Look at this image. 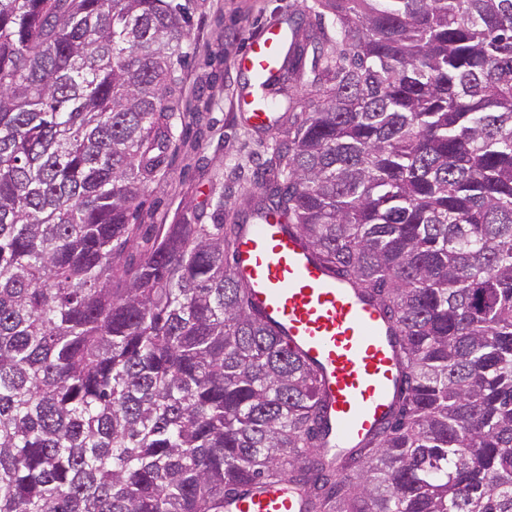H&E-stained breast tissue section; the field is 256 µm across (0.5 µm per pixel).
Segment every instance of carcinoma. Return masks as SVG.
I'll list each match as a JSON object with an SVG mask.
<instances>
[{"mask_svg": "<svg viewBox=\"0 0 512 512\" xmlns=\"http://www.w3.org/2000/svg\"><path fill=\"white\" fill-rule=\"evenodd\" d=\"M260 197L395 318L406 386L311 467L322 392L194 206L140 236L191 0H0V512H512V0H302ZM322 46L308 61V48ZM303 491L288 480L255 488L241 487L224 498L223 512H304Z\"/></svg>", "mask_w": 512, "mask_h": 512, "instance_id": "cac0c4a2", "label": "carcinoma"}]
</instances>
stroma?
Here are the masks:
<instances>
[{"label": "stroma", "mask_w": 512, "mask_h": 512, "mask_svg": "<svg viewBox=\"0 0 512 512\" xmlns=\"http://www.w3.org/2000/svg\"><path fill=\"white\" fill-rule=\"evenodd\" d=\"M290 27L316 26L314 14L301 11L293 0H197L192 17L189 51L192 62L184 72L187 99L203 95L211 100L209 112L199 123L182 125L178 139L196 141L187 160H176L167 182L152 197L153 223H177L187 205L211 201L216 180L224 182V199L230 207L243 187L264 178L263 163L274 148V135L253 128L244 118L251 111L249 99L240 95L243 75L236 62L248 40L267 23Z\"/></svg>", "instance_id": "1"}]
</instances>
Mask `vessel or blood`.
I'll return each mask as SVG.
<instances>
[{
  "label": "vessel or blood",
  "mask_w": 512,
  "mask_h": 512,
  "mask_svg": "<svg viewBox=\"0 0 512 512\" xmlns=\"http://www.w3.org/2000/svg\"><path fill=\"white\" fill-rule=\"evenodd\" d=\"M285 45V30L266 25L250 37L237 66L271 79ZM231 270L262 321L315 369L324 396L322 453L343 459L380 431L402 388L394 321L324 266L280 216L242 221ZM304 503L303 491L282 480L241 487L225 498L224 512H304Z\"/></svg>",
  "instance_id": "vessel-or-blood-1"
}]
</instances>
